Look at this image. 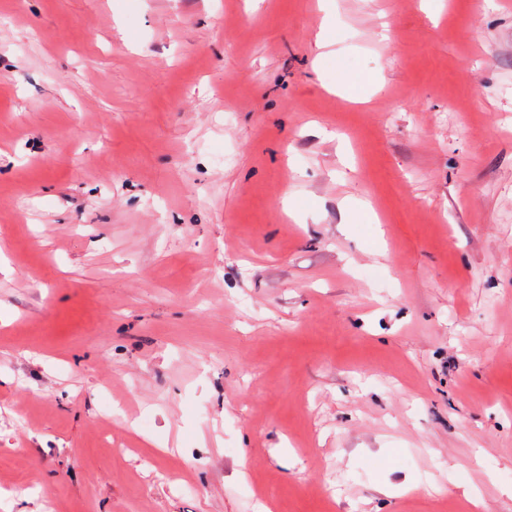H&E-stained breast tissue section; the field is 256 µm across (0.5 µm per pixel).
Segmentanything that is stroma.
<instances>
[{
  "mask_svg": "<svg viewBox=\"0 0 512 512\" xmlns=\"http://www.w3.org/2000/svg\"><path fill=\"white\" fill-rule=\"evenodd\" d=\"M265 506L512 512V0H0V512Z\"/></svg>",
  "mask_w": 512,
  "mask_h": 512,
  "instance_id": "stroma-1",
  "label": "stroma"
}]
</instances>
